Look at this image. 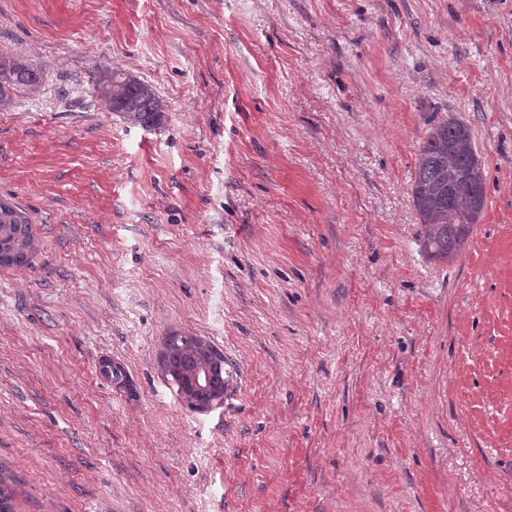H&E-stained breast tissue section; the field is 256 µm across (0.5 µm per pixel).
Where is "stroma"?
Listing matches in <instances>:
<instances>
[{
	"mask_svg": "<svg viewBox=\"0 0 512 512\" xmlns=\"http://www.w3.org/2000/svg\"><path fill=\"white\" fill-rule=\"evenodd\" d=\"M1 55L43 78L0 111L35 235L0 266L16 512H512V0H0ZM445 116L486 178L449 263L410 189ZM175 333L224 403L176 395ZM131 75L109 68L98 70L93 77L98 99L111 112H120L134 125L158 126L164 118V107L151 86ZM160 366L176 386L177 395L192 411H206L218 396L227 395L233 388V379L225 368L228 365H224V353L197 336H169L160 355ZM197 370L208 376V383L202 388L196 387L192 380Z\"/></svg>",
	"mask_w": 512,
	"mask_h": 512,
	"instance_id": "1",
	"label": "stroma"
}]
</instances>
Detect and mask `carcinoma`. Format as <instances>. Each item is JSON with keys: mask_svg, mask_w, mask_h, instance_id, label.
<instances>
[{"mask_svg": "<svg viewBox=\"0 0 512 512\" xmlns=\"http://www.w3.org/2000/svg\"><path fill=\"white\" fill-rule=\"evenodd\" d=\"M98 99L134 125L154 127L164 107L151 86L109 68L93 77ZM19 88L36 93L40 73L15 56H0V108L13 102ZM413 206L423 226L422 248L434 261L451 262L466 247L485 205L484 164L469 125L443 117L429 124L416 157L411 183ZM35 247L31 224L22 208L0 202V266L25 264ZM160 366L187 407L204 412L224 394L229 371L224 353L197 336L167 338Z\"/></svg>", "mask_w": 512, "mask_h": 512, "instance_id": "obj_1", "label": "carcinoma"}]
</instances>
